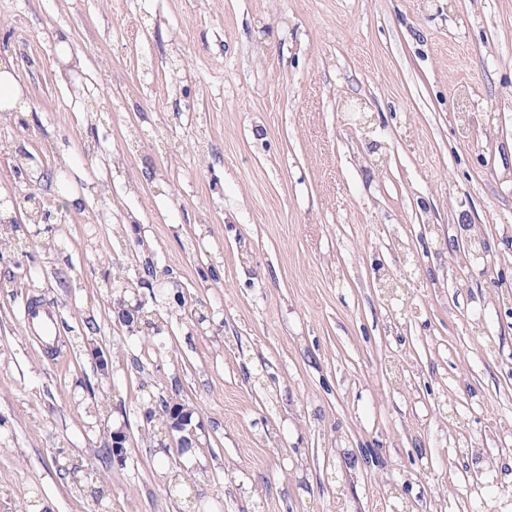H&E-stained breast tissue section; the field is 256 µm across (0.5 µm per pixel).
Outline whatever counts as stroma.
<instances>
[{"mask_svg":"<svg viewBox=\"0 0 512 512\" xmlns=\"http://www.w3.org/2000/svg\"><path fill=\"white\" fill-rule=\"evenodd\" d=\"M21 43L27 129L0 124V199L34 192L68 234L0 255V512H405L447 478L455 436L512 427V265L451 300L433 287L454 255L442 225H489L512 253V0H0V55ZM130 124L142 140L113 169ZM195 138L216 146L208 166ZM23 152L51 183L14 173ZM95 170L153 208L133 197L98 221ZM139 234L159 244L145 311L179 293L205 323L116 322L107 275ZM383 267L412 271L415 293L388 298ZM33 298L56 314L55 353L24 328ZM90 341L113 352L108 375ZM174 393L197 445L144 447V408ZM118 428L122 463L103 455Z\"/></svg>","mask_w":512,"mask_h":512,"instance_id":"1","label":"stroma"}]
</instances>
